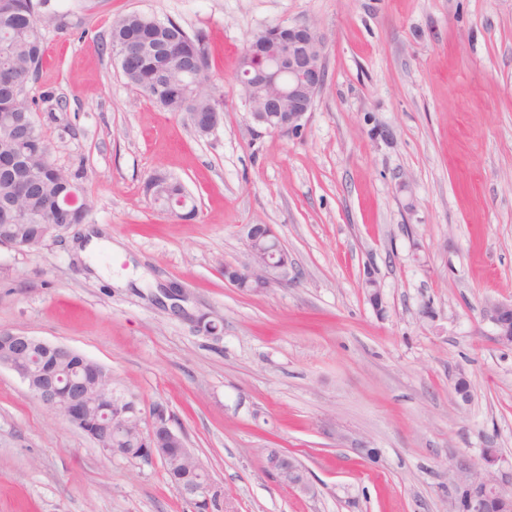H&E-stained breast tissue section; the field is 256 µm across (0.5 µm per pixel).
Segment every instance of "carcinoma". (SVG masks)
<instances>
[{
  "label": "carcinoma",
  "instance_id": "obj_1",
  "mask_svg": "<svg viewBox=\"0 0 512 512\" xmlns=\"http://www.w3.org/2000/svg\"><path fill=\"white\" fill-rule=\"evenodd\" d=\"M13 9L0 12V150L11 146L14 133L11 115L31 112L25 94L34 80L43 55L41 28L51 22H62L55 16L40 17L32 11L33 0H12ZM116 57L131 55L136 63L121 72L127 83L144 97L174 115L183 112H213L221 105L212 91L213 79L208 54L202 38L189 35L172 21L132 13L113 22ZM29 146L47 156L30 169V188L17 199L19 224L9 228L24 240L35 238L41 224H82L89 204L82 201V211L65 216L59 205L63 196L79 186L75 174L62 172L54 166L50 147L37 122L26 129ZM164 186L155 203L168 208L186 199L184 186L177 180L162 176Z\"/></svg>",
  "mask_w": 512,
  "mask_h": 512
}]
</instances>
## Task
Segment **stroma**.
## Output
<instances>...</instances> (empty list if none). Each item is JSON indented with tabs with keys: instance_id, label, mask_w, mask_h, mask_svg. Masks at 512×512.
Wrapping results in <instances>:
<instances>
[{
	"instance_id": "obj_1",
	"label": "stroma",
	"mask_w": 512,
	"mask_h": 512,
	"mask_svg": "<svg viewBox=\"0 0 512 512\" xmlns=\"http://www.w3.org/2000/svg\"><path fill=\"white\" fill-rule=\"evenodd\" d=\"M29 95L90 212L34 251L0 247V329L104 367L150 423L164 406L218 491L209 512H451L460 461L512 489V349L483 315L512 302V0H46ZM201 35L223 120L209 135L132 89L113 20ZM310 25L326 82L301 133L248 118L245 40ZM163 173L193 218L155 206ZM270 224L292 264L263 292L224 268ZM94 228L111 277L72 245ZM379 283L374 308L363 284ZM219 325L198 332L197 317ZM471 383V399L455 392ZM281 448L311 494L265 465ZM0 512H197L161 463L110 455L0 368Z\"/></svg>"
}]
</instances>
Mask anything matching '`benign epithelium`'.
<instances>
[{
	"instance_id": "1",
	"label": "benign epithelium",
	"mask_w": 512,
	"mask_h": 512,
	"mask_svg": "<svg viewBox=\"0 0 512 512\" xmlns=\"http://www.w3.org/2000/svg\"><path fill=\"white\" fill-rule=\"evenodd\" d=\"M285 29L278 25L268 29L266 63L263 67L250 66L238 69L236 81L242 89V96L249 109V118L257 126L287 134L300 132L311 114L315 101L325 83L326 41L314 26L288 28V40H280ZM288 80H283V74ZM193 129L209 134L222 122L220 112L186 113ZM31 151L27 146L24 129H19L12 153L4 157V170L11 174L14 190L25 192V176L21 169L30 163ZM245 241L249 255L248 262L239 266L224 267L233 271L236 277L231 284L237 288L257 287L265 289L274 274L288 270V251L269 224L258 228L245 225ZM484 317L496 329V340L504 347L512 348V303H494L484 310ZM7 344L14 350L31 347L43 349L59 366L76 356V351L65 344L50 343L29 336L24 332L1 330ZM0 367L15 372L28 386L32 396L47 408L64 415L79 429L92 431L97 441L106 442L103 450L111 455H124L129 446L138 448L141 456L149 461L167 464L172 458L190 457L181 433L173 429L165 409L153 408L148 430L141 428L139 410L133 404L119 397L108 382L97 386L90 393L87 376L63 380L58 372L45 371L33 375L30 368L9 357L0 361ZM495 451L486 450V466L477 468L468 464L456 468V487L468 491V498L462 504L463 512H512V497L505 494L503 481L498 479L492 465ZM267 467L276 478L290 490L308 494L313 487L306 471L288 453L271 448ZM180 495L196 504L208 503L214 495L210 480L193 479L180 485Z\"/></svg>"
}]
</instances>
